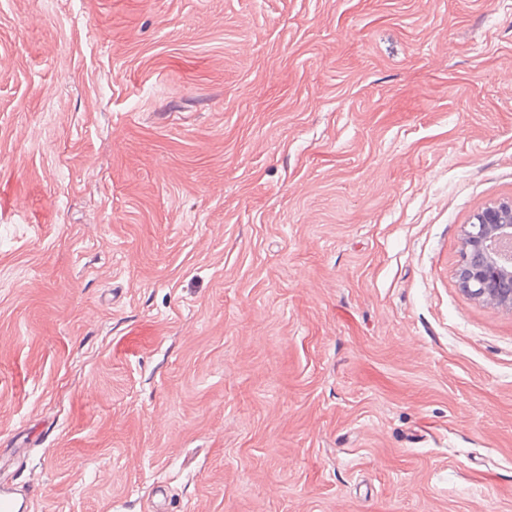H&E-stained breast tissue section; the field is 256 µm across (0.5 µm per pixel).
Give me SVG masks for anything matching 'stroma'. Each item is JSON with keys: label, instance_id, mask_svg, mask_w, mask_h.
I'll use <instances>...</instances> for the list:
<instances>
[{"label": "stroma", "instance_id": "obj_1", "mask_svg": "<svg viewBox=\"0 0 512 512\" xmlns=\"http://www.w3.org/2000/svg\"><path fill=\"white\" fill-rule=\"evenodd\" d=\"M0 481L25 512H512V0H0ZM456 277L471 298L512 311V199L487 205L464 225Z\"/></svg>", "mask_w": 512, "mask_h": 512}]
</instances>
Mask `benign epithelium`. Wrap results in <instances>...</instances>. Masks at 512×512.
<instances>
[{
	"instance_id": "benign-epithelium-1",
	"label": "benign epithelium",
	"mask_w": 512,
	"mask_h": 512,
	"mask_svg": "<svg viewBox=\"0 0 512 512\" xmlns=\"http://www.w3.org/2000/svg\"><path fill=\"white\" fill-rule=\"evenodd\" d=\"M456 277L471 298L512 311V199L487 205L463 226Z\"/></svg>"
}]
</instances>
